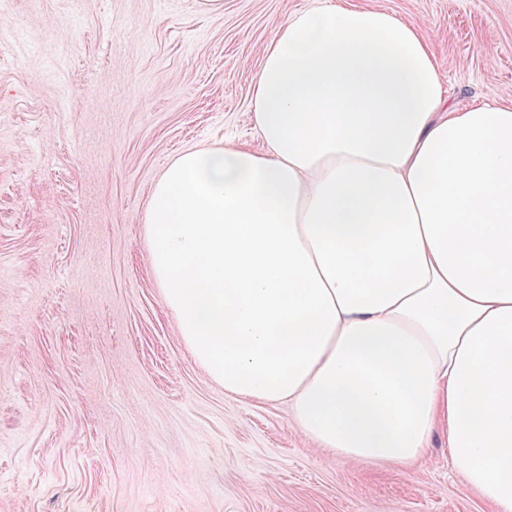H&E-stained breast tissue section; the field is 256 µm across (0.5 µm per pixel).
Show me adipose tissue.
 I'll return each mask as SVG.
<instances>
[{"label":"adipose tissue","instance_id":"ef3b65f1","mask_svg":"<svg viewBox=\"0 0 512 512\" xmlns=\"http://www.w3.org/2000/svg\"><path fill=\"white\" fill-rule=\"evenodd\" d=\"M252 112L263 150L182 152L151 191L180 339L346 461L447 434L512 512V104L458 107L416 24L324 6L280 21Z\"/></svg>","mask_w":512,"mask_h":512}]
</instances>
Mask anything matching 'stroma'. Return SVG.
I'll list each match as a JSON object with an SVG mask.
<instances>
[{"label":"stroma","mask_w":512,"mask_h":512,"mask_svg":"<svg viewBox=\"0 0 512 512\" xmlns=\"http://www.w3.org/2000/svg\"><path fill=\"white\" fill-rule=\"evenodd\" d=\"M325 0H0V512H490L434 434L409 468L225 394L147 262L177 154L260 150L285 15ZM418 24L454 103H512V0H333Z\"/></svg>","instance_id":"obj_1"}]
</instances>
